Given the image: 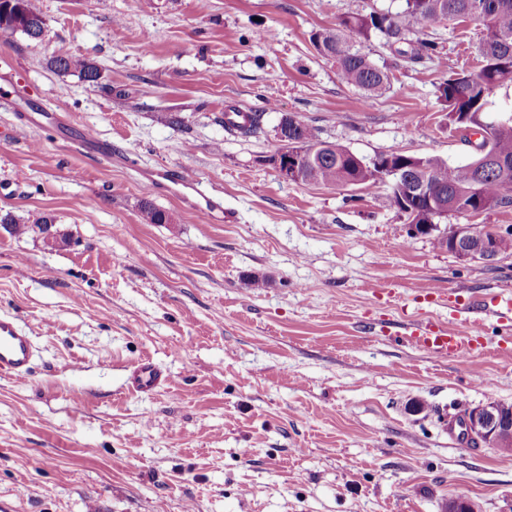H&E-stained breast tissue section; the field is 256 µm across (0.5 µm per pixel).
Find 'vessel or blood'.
<instances>
[{"mask_svg": "<svg viewBox=\"0 0 512 512\" xmlns=\"http://www.w3.org/2000/svg\"><path fill=\"white\" fill-rule=\"evenodd\" d=\"M199 183V176L193 172L163 169L147 172L143 188L150 193H162L168 191L170 186H178L182 198L189 204L190 213L208 223L232 222L233 214L225 209L222 200L201 193ZM409 336L416 345L439 357L453 355L468 360L480 346L478 337L465 338L447 328L431 334L418 323L411 326ZM33 357L34 344L29 333L12 314H0V372L8 373L17 380L26 379ZM161 381L160 371L151 363L143 362L133 369L130 386L134 391L149 393Z\"/></svg>", "mask_w": 512, "mask_h": 512, "instance_id": "obj_1", "label": "vessel or blood"}]
</instances>
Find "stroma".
<instances>
[{"label": "stroma", "mask_w": 512, "mask_h": 512, "mask_svg": "<svg viewBox=\"0 0 512 512\" xmlns=\"http://www.w3.org/2000/svg\"><path fill=\"white\" fill-rule=\"evenodd\" d=\"M45 35L0 31V215L53 220L48 248L0 227V312L30 333L28 377L0 374V499L13 512H512V460L449 422L512 403V321L484 313L475 365L404 334L512 295V252L463 261L413 236L390 184L282 179V116L372 157L463 164L475 151L438 86L479 68L474 22L412 30L440 60L400 62L383 35L374 95L344 83L312 32L403 0H36ZM92 58L97 84L52 70ZM263 115L250 137L228 107ZM182 119L172 126L171 115ZM189 169L231 224L204 223L142 174ZM172 217L145 224L143 201ZM263 287H254V280ZM447 298H427L436 284ZM164 382L129 386L142 360Z\"/></svg>", "instance_id": "35a3bbf8"}]
</instances>
